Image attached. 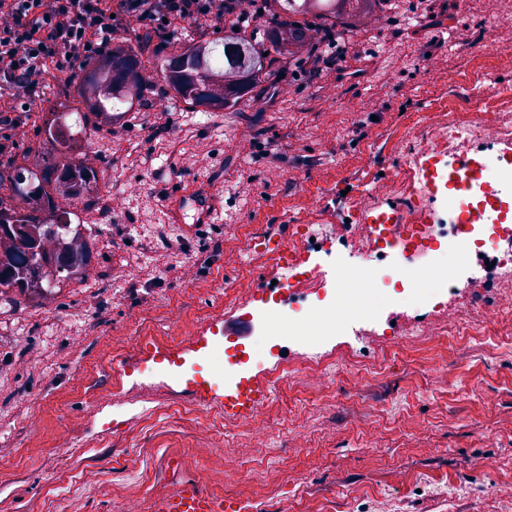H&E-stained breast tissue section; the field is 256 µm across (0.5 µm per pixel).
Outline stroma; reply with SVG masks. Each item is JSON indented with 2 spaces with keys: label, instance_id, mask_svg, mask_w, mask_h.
<instances>
[{
  "label": "stroma",
  "instance_id": "stroma-1",
  "mask_svg": "<svg viewBox=\"0 0 512 512\" xmlns=\"http://www.w3.org/2000/svg\"><path fill=\"white\" fill-rule=\"evenodd\" d=\"M398 22L356 37L358 54L309 83L285 75L290 99L262 97L237 112L200 113L172 105L171 120L146 131L150 112L133 113L117 133L91 135L101 157L102 192L115 182L139 190L97 225L90 276L54 300L0 305V512H61L71 495L83 512H119L144 497L147 512L182 483L235 457L245 481L211 494L268 512H512V500L485 490L512 482V313L486 327L479 312L503 291L493 284L465 303L456 331L432 320L405 349L394 330L413 310L391 308L377 328L350 344L326 346L335 385L318 390L296 373L270 390L268 359L247 380L268 401L271 440L256 446L245 416L224 409V389L201 356L223 340L226 316L264 307L259 280L274 273L277 242L309 218L334 224L383 171L402 161L410 134L472 109L512 117V0H400ZM442 56L428 68L429 56ZM195 187L224 199V221L200 224L185 206L166 223L162 201ZM255 237L250 256L237 240ZM195 278L185 281L186 265ZM116 336L132 344L116 348ZM39 357L16 362L27 349ZM448 379L433 380V364ZM35 419L19 423L18 397ZM204 417L212 435L199 434ZM373 421L367 447L360 420ZM424 428L414 442L411 422ZM309 434L292 445L294 428ZM499 467L481 468L485 457ZM292 480L281 484L278 468Z\"/></svg>",
  "mask_w": 512,
  "mask_h": 512
}]
</instances>
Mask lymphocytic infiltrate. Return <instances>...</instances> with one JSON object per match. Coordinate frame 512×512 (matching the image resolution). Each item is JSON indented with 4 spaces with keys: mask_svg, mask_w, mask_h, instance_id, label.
<instances>
[{
    "mask_svg": "<svg viewBox=\"0 0 512 512\" xmlns=\"http://www.w3.org/2000/svg\"><path fill=\"white\" fill-rule=\"evenodd\" d=\"M228 18L224 0H0V158L14 148L34 93L49 78L109 52L118 31L175 35L188 24H254Z\"/></svg>",
    "mask_w": 512,
    "mask_h": 512,
    "instance_id": "lymphocytic-infiltrate-1",
    "label": "lymphocytic infiltrate"
}]
</instances>
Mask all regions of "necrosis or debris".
<instances>
[{
  "mask_svg": "<svg viewBox=\"0 0 512 512\" xmlns=\"http://www.w3.org/2000/svg\"><path fill=\"white\" fill-rule=\"evenodd\" d=\"M511 141L512 127L491 122L482 112H472L463 126L448 119L437 135L418 137L419 148L406 168L393 169L361 195L356 207L360 222L340 231L325 224L294 225L268 291L273 314L262 323L252 353L261 357L269 342L278 341L298 346L303 357L283 363L271 388L301 370L312 374L320 388H330L333 373L324 363L325 339L345 328L376 324L388 308H419L437 300L454 329L460 316L453 307L463 294L479 295L493 278L512 280V224H495L489 217L495 204L512 201V162L482 154L484 148ZM464 144L473 155L460 165L455 157ZM438 156L450 158L451 166L430 168V159ZM406 175L416 200L414 222L398 223L388 212L382 222L366 223V216L380 211V193L392 192ZM318 252L350 259L332 292L320 296L305 267ZM485 254L495 255L494 267L479 263Z\"/></svg>",
  "mask_w": 512,
  "mask_h": 512,
  "instance_id": "4bbe7bcc",
  "label": "necrosis or debris"
}]
</instances>
